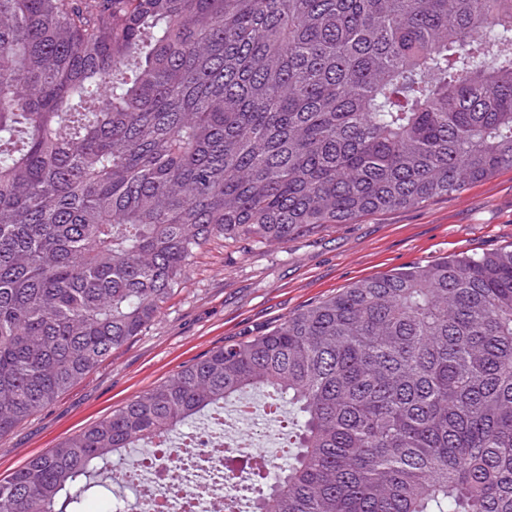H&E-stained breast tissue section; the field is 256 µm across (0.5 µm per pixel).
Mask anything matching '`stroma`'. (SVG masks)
Returning a JSON list of instances; mask_svg holds the SVG:
<instances>
[{"label":"stroma","mask_w":512,"mask_h":512,"mask_svg":"<svg viewBox=\"0 0 512 512\" xmlns=\"http://www.w3.org/2000/svg\"><path fill=\"white\" fill-rule=\"evenodd\" d=\"M511 246L512 168L462 192L350 224H323L284 244L215 240L193 260L181 288L146 332L0 437V478L181 366L267 332L288 314L354 282Z\"/></svg>","instance_id":"stroma-1"}]
</instances>
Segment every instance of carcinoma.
<instances>
[{
    "label": "carcinoma",
    "instance_id": "1",
    "mask_svg": "<svg viewBox=\"0 0 512 512\" xmlns=\"http://www.w3.org/2000/svg\"><path fill=\"white\" fill-rule=\"evenodd\" d=\"M512 168V0H0V436L140 336L216 239ZM295 409L259 512H512V249L360 280L0 479L83 512L256 391Z\"/></svg>",
    "mask_w": 512,
    "mask_h": 512
}]
</instances>
